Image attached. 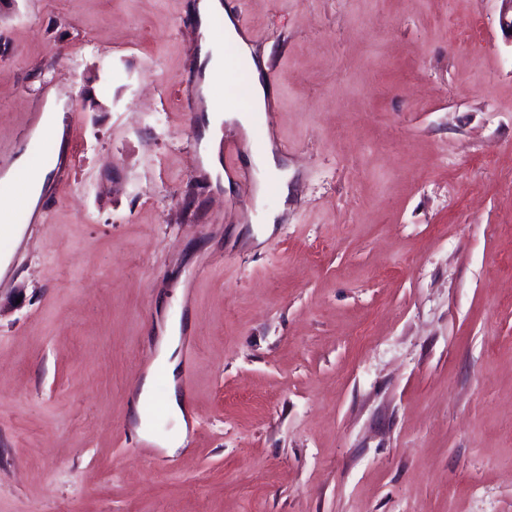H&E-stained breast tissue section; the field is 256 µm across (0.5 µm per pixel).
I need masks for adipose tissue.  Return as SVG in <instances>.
Listing matches in <instances>:
<instances>
[{"instance_id":"adipose-tissue-1","label":"adipose tissue","mask_w":512,"mask_h":512,"mask_svg":"<svg viewBox=\"0 0 512 512\" xmlns=\"http://www.w3.org/2000/svg\"><path fill=\"white\" fill-rule=\"evenodd\" d=\"M194 24L200 34L199 47L195 54V65L200 70L198 86L204 97L205 115L201 121L200 157L202 168L210 176H220L222 164L218 154L222 124L249 127V111L265 106L272 91L265 81L266 54L254 53L252 47L239 33L231 13L223 0H196L191 6ZM234 50L236 54L248 57L250 69L247 74L250 88L248 104L233 102L217 105L212 90L224 77L225 52ZM36 142H29L10 168L11 174L23 177L20 199L28 207H36L46 185L48 168L35 164ZM180 322L169 323L164 336L158 343L157 357L150 372L142 380L137 395V407L133 413L135 431L141 439L157 443L168 453H175L182 445L186 434L183 402L177 390H170L165 403V416L171 419L174 427L170 432H160L158 426L147 419L142 411L144 403L153 396L156 371H163L167 378H174L178 363Z\"/></svg>"}]
</instances>
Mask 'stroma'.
Wrapping results in <instances>:
<instances>
[{
	"label": "stroma",
	"mask_w": 512,
	"mask_h": 512,
	"mask_svg": "<svg viewBox=\"0 0 512 512\" xmlns=\"http://www.w3.org/2000/svg\"><path fill=\"white\" fill-rule=\"evenodd\" d=\"M192 0H0V512H512V34L502 0H230L293 171L199 179ZM180 318L186 444L132 421ZM62 102L56 104L55 98L51 97L46 103L43 114L40 118L39 127L34 138L27 144L24 151L15 159L4 180H8L16 174H23L22 193L19 198L33 210L47 185V178L50 170L37 166L34 163L35 151L43 131H50L54 135L58 148L63 145V124H62Z\"/></svg>",
	"instance_id": "stroma-1"
}]
</instances>
